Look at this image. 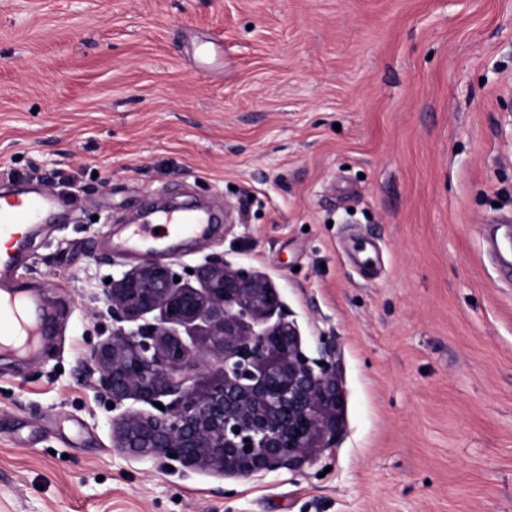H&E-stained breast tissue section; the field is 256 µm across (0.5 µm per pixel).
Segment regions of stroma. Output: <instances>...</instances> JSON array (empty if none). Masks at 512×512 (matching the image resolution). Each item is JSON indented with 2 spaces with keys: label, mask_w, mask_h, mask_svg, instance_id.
Returning <instances> with one entry per match:
<instances>
[{
  "label": "stroma",
  "mask_w": 512,
  "mask_h": 512,
  "mask_svg": "<svg viewBox=\"0 0 512 512\" xmlns=\"http://www.w3.org/2000/svg\"><path fill=\"white\" fill-rule=\"evenodd\" d=\"M29 188L64 213L13 279L57 320L0 345V512H512V0H0V198ZM165 202L217 219L125 249ZM149 254L335 338L339 447L251 478L113 448L93 297Z\"/></svg>",
  "instance_id": "35a3bbf8"
}]
</instances>
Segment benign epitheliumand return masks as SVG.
Here are the masks:
<instances>
[{"instance_id": "obj_1", "label": "benign epithelium", "mask_w": 512, "mask_h": 512, "mask_svg": "<svg viewBox=\"0 0 512 512\" xmlns=\"http://www.w3.org/2000/svg\"><path fill=\"white\" fill-rule=\"evenodd\" d=\"M177 276L146 258L103 291L97 315L111 319L112 335L91 355L94 388L116 409L171 397L156 414L126 409L112 417V447L233 477L301 473L317 451L337 447L345 423L336 342L320 337L318 357H309L275 284L222 255L193 270L198 288ZM195 347L220 357V377L193 380Z\"/></svg>"}]
</instances>
